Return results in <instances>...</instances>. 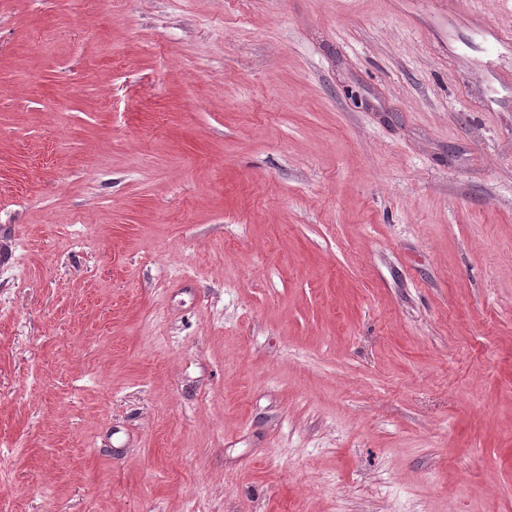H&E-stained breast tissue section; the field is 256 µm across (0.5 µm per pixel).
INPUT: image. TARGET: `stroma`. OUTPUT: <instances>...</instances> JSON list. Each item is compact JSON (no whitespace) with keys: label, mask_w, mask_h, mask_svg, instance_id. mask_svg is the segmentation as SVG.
<instances>
[{"label":"stroma","mask_w":512,"mask_h":512,"mask_svg":"<svg viewBox=\"0 0 512 512\" xmlns=\"http://www.w3.org/2000/svg\"><path fill=\"white\" fill-rule=\"evenodd\" d=\"M512 0H0V512H512Z\"/></svg>","instance_id":"1"}]
</instances>
